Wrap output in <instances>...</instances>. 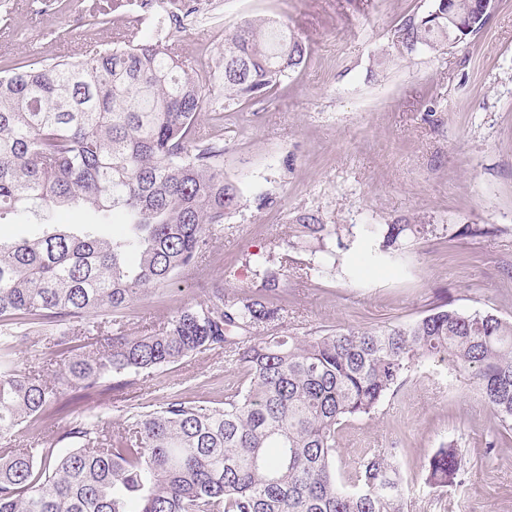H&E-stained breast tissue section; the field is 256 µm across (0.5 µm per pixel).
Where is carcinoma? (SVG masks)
I'll use <instances>...</instances> for the list:
<instances>
[{"label": "carcinoma", "instance_id": "cac0c4a2", "mask_svg": "<svg viewBox=\"0 0 512 512\" xmlns=\"http://www.w3.org/2000/svg\"><path fill=\"white\" fill-rule=\"evenodd\" d=\"M477 0H435L436 14L407 19L396 45L411 53L455 43L448 12L474 17ZM307 47L273 19L224 35L220 79L229 99L279 86ZM211 74L173 45L134 30L52 63L0 71V221L43 217L46 230L0 240V439L24 422L61 413L63 396L93 399L157 369L227 350L245 381L211 407L174 393L140 406L112 435L76 420L53 439L0 447V512H410L408 483L388 452L367 448L336 472V434L374 414L430 361L467 373L501 422H512V322L439 305L404 325L274 336L282 270L261 263L257 292L224 289L133 336L119 321L148 292L195 267L211 229L241 207L224 177V148L201 144L197 115ZM91 210L84 224L54 212ZM120 222L121 238L99 226ZM310 235L326 224L299 218ZM46 324L60 381L17 374L9 349ZM68 440L72 447L55 451ZM427 483L464 482L462 449L424 463Z\"/></svg>", "mask_w": 512, "mask_h": 512}]
</instances>
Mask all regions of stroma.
Here are the masks:
<instances>
[{"label": "stroma", "mask_w": 512, "mask_h": 512, "mask_svg": "<svg viewBox=\"0 0 512 512\" xmlns=\"http://www.w3.org/2000/svg\"><path fill=\"white\" fill-rule=\"evenodd\" d=\"M108 0H0V65L49 63L65 49L108 40L133 19L132 7L98 25ZM434 0H204L190 15H171L167 0L139 23L141 37L175 45L207 70L223 63L224 34L247 20L282 22L307 46L305 63L280 86L250 102L224 100L207 87L200 132L224 148V175L239 187L240 209L215 227L192 276L126 309L129 333L150 332L178 308L223 286L225 297L259 286L255 258L282 261L283 331L318 334L348 327L403 325L441 304L489 311L512 321V0L476 33L434 50L400 52L394 38ZM311 214L336 233L320 241L298 223ZM412 225L394 260L353 275L345 260L370 253L371 226ZM335 250L327 274L307 268L317 249ZM46 330L31 327L15 359L22 372L51 378ZM244 373L224 351L164 367L142 385L103 400L72 399L45 428L61 436L88 417L104 431L140 404L179 391L219 407ZM343 465L366 448H393L415 489L411 512H512V429L492 415L467 378L445 365L409 381L374 418L337 435ZM456 443L464 486L433 488L423 462Z\"/></svg>", "instance_id": "35a3bbf8"}]
</instances>
